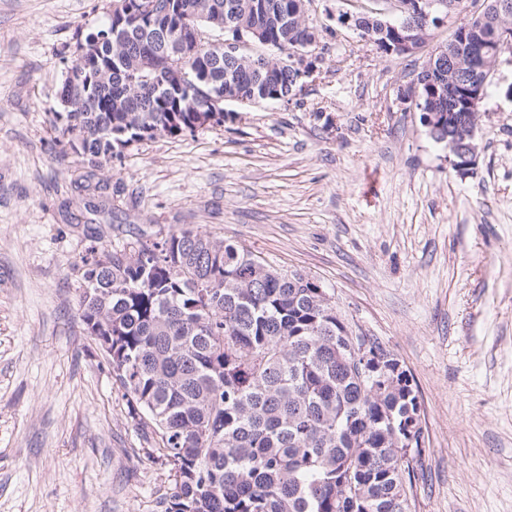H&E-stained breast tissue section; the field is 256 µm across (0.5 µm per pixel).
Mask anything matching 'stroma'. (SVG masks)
Here are the masks:
<instances>
[{
    "label": "stroma",
    "mask_w": 512,
    "mask_h": 512,
    "mask_svg": "<svg viewBox=\"0 0 512 512\" xmlns=\"http://www.w3.org/2000/svg\"><path fill=\"white\" fill-rule=\"evenodd\" d=\"M397 0H309L317 71L287 103L130 146L111 213L71 186L50 120L79 33L112 0H0V512H157L174 486L78 319L76 265L104 223L191 224L327 288L413 376L426 451L411 512H512V65L491 78L459 176L401 103L462 17L389 55L343 24ZM479 117L480 114H478V116L475 119V126L469 135V142L466 143L465 140H463L462 142H457L456 139L450 142V145L453 146L456 154V160L454 161V169L461 176L471 173L478 165V146L475 145L472 142V140L476 138Z\"/></svg>",
    "instance_id": "35a3bbf8"
}]
</instances>
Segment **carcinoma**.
<instances>
[{
	"instance_id": "cac0c4a2",
	"label": "carcinoma",
	"mask_w": 512,
	"mask_h": 512,
	"mask_svg": "<svg viewBox=\"0 0 512 512\" xmlns=\"http://www.w3.org/2000/svg\"><path fill=\"white\" fill-rule=\"evenodd\" d=\"M301 0H127L155 9L109 14L87 30L80 65L63 61L51 123L87 160L82 191L107 189L104 168L129 146L224 122L212 89L231 84L241 100L288 102L302 81L291 57L316 41L293 15ZM464 14L448 46L499 38L488 9ZM229 4L216 20L214 5ZM258 31L261 52H224L222 27ZM408 9L393 26L430 29ZM166 35H161V32ZM420 112H445L453 136L470 131L453 111L448 63L418 73ZM224 107V104L217 105ZM78 315L105 354L141 430L174 471L162 512H408L406 442L422 437L417 386L392 353L370 340L388 368L372 391L374 367L358 369L349 331L325 288L282 272L248 250L188 224L138 230L80 257Z\"/></svg>"
}]
</instances>
